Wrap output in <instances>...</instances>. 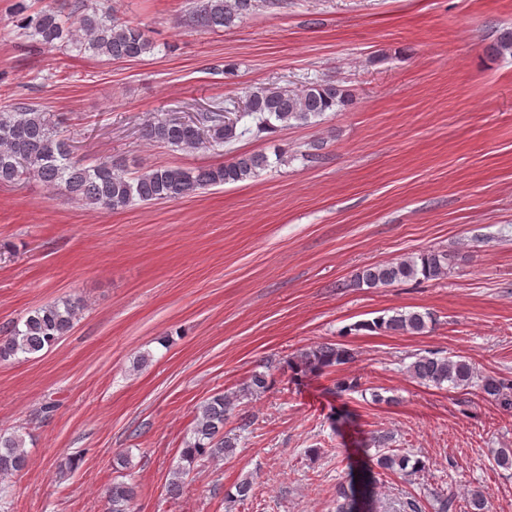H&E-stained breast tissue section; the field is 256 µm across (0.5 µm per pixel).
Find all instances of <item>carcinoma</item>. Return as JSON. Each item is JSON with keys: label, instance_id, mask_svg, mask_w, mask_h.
I'll return each instance as SVG.
<instances>
[{"label": "carcinoma", "instance_id": "carcinoma-1", "mask_svg": "<svg viewBox=\"0 0 512 512\" xmlns=\"http://www.w3.org/2000/svg\"><path fill=\"white\" fill-rule=\"evenodd\" d=\"M110 0H62L59 7L33 10L20 0L16 12L26 36L47 49L70 47L90 53L100 61H126L154 49L145 30L121 20ZM268 0H196L195 24L206 30L229 27L264 6ZM498 57L512 55V28L501 30L487 48ZM355 102L352 90L333 81L313 82L300 89L277 84L253 86L245 92L241 112L257 120L258 132L273 133L297 125H312L328 112H341ZM238 118L221 110L202 112L188 120L157 115L142 127V137L174 150L194 151L220 147L239 138ZM270 166L262 151L242 153L231 159L198 168L151 166L130 172L109 158L91 163L74 156L73 146L63 134L62 120L54 119L36 104L20 102L0 111V185L39 182L66 193L83 205L99 211H114L136 203L175 201L210 187L244 182ZM448 254L428 251L369 265L354 279L357 287L379 288L413 280L440 279L447 274ZM81 311L72 299L43 305L0 336V361L28 360L55 346L73 328ZM432 317L428 312L395 311L358 324L395 334L421 335ZM351 352L337 343H321L299 356L306 371L323 372L343 365ZM411 377L439 389L467 390L475 387L501 406L512 409V380L483 375L465 360H454L436 352L417 355L408 366ZM269 376L253 372L244 383L245 393L263 392ZM237 396L217 394L199 408L193 440L182 451L189 463L204 457L233 454L237 435L224 433L225 416L233 410ZM25 439L18 433H0V473L21 472L28 466ZM376 465L387 471L415 474L425 469L422 460L406 453H382ZM112 512H130L135 486L115 480L109 486Z\"/></svg>", "mask_w": 512, "mask_h": 512}]
</instances>
